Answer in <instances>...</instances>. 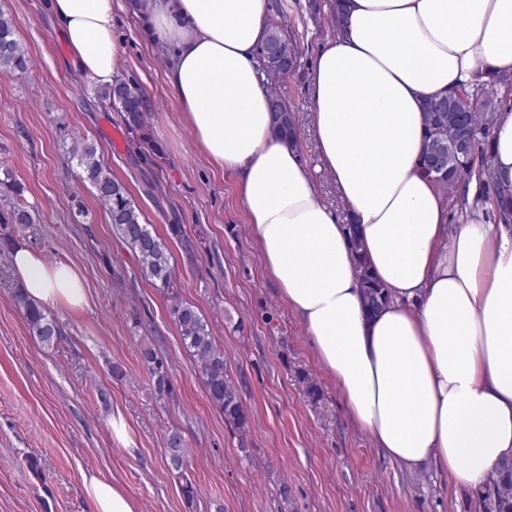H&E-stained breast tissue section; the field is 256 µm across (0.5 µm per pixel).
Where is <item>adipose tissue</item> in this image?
<instances>
[{"instance_id":"obj_1","label":"adipose tissue","mask_w":512,"mask_h":512,"mask_svg":"<svg viewBox=\"0 0 512 512\" xmlns=\"http://www.w3.org/2000/svg\"><path fill=\"white\" fill-rule=\"evenodd\" d=\"M171 57L166 80L208 159L236 180L262 260L320 364L377 448L460 488L512 462V224L476 210L449 221L418 169L426 98L512 75V0H340L308 84L318 170L346 214L323 203L296 143L272 131L256 52L267 0H128ZM77 67L113 84L112 0H51ZM493 180L512 185V107L492 126ZM357 225L390 294L365 312L348 240ZM37 303L79 308L80 272L15 246ZM94 512H138L115 482L84 475Z\"/></svg>"}]
</instances>
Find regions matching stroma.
Returning <instances> with one entry per match:
<instances>
[{
	"instance_id": "obj_1",
	"label": "stroma",
	"mask_w": 512,
	"mask_h": 512,
	"mask_svg": "<svg viewBox=\"0 0 512 512\" xmlns=\"http://www.w3.org/2000/svg\"><path fill=\"white\" fill-rule=\"evenodd\" d=\"M123 4L112 0L116 77L152 102L144 133L154 150L143 156L130 146L122 113L94 105L96 84L75 67L50 0H0L31 59L24 76L0 75V179L20 188L34 218L9 223L10 199L0 195V252L20 244L74 266L87 296L78 309L52 307L61 336L42 345L15 303L17 280L0 264V512H94L86 472L118 482L139 512H478L474 490L432 470L408 472L350 417L263 265L233 176L209 161L185 121L165 78L168 51ZM269 4L270 20L285 21L296 37L299 64L280 87L301 157L316 168L307 83L333 32L329 0ZM83 139L167 241L172 290L146 278L70 163L68 146ZM176 299L194 305L223 346L249 414L247 435L210 401L170 314ZM146 348L167 360L173 397H157ZM311 383L315 401L306 394ZM118 416L121 439L111 426ZM175 430L189 453L181 472L165 459ZM187 480L197 489L190 506L181 494Z\"/></svg>"
}]
</instances>
